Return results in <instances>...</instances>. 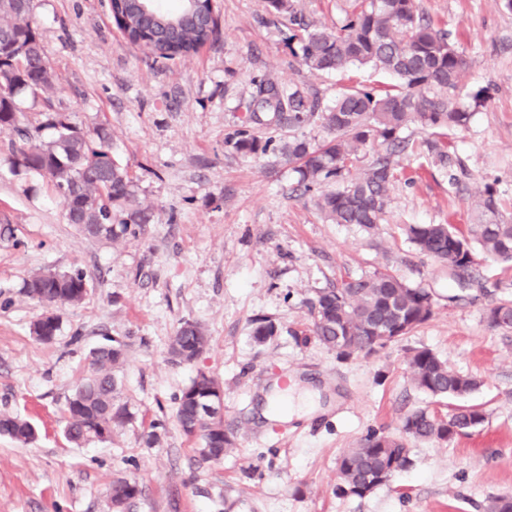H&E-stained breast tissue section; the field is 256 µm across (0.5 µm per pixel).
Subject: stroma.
<instances>
[{
    "instance_id": "35a3bbf8",
    "label": "stroma",
    "mask_w": 512,
    "mask_h": 512,
    "mask_svg": "<svg viewBox=\"0 0 512 512\" xmlns=\"http://www.w3.org/2000/svg\"><path fill=\"white\" fill-rule=\"evenodd\" d=\"M416 3L468 61L460 97L472 118L464 128L406 130L385 219L367 231L327 222L317 192H294L279 151L287 125L257 127L263 154L230 143L263 81L325 103L352 87L396 90L385 71L313 72L288 48L292 16L329 32L353 0H293L290 15L266 0H217L218 39L174 61L128 44L103 0H35L55 107L85 128L107 123L112 156L152 218L135 237L83 236L49 177L14 170V139L0 133V413L36 430L26 445L0 435V512H112L117 477L142 489L129 512H486L491 498L512 496V328L487 320L493 305L512 303V268L479 252L462 284L405 233L413 224L467 232L488 184L512 216V9L505 0ZM77 268L89 281L84 302L56 307V337L38 341L31 326L46 308L24 294V279ZM377 271L426 288L432 317L368 356L341 359L296 340L319 291ZM260 318L276 329L262 343L252 335ZM185 320L204 324L211 343L176 365L168 346ZM112 338L127 345L119 377L131 418L78 447L63 410L89 353ZM416 348L480 387L461 400L418 390L406 370ZM200 370L223 382L224 422L238 435L218 463L195 461L174 418ZM277 380L311 384L320 410L284 424L265 418ZM463 403L485 411L482 426L446 443L410 441L412 465L386 485L363 498L337 494L339 456L370 431L396 432L414 410L445 415ZM156 423L160 440L146 445Z\"/></svg>"
}]
</instances>
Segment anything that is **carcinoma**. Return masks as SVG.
Here are the masks:
<instances>
[{
	"label": "carcinoma",
	"instance_id": "obj_1",
	"mask_svg": "<svg viewBox=\"0 0 512 512\" xmlns=\"http://www.w3.org/2000/svg\"><path fill=\"white\" fill-rule=\"evenodd\" d=\"M34 0H0V131L19 139L12 166L25 172L47 175L60 198L65 217L86 237L105 230L104 239L134 236L150 223L149 207L139 198L127 172L112 159V135L105 124L84 131L68 115L53 110L48 94L54 90L53 73L47 65L40 34L31 22ZM112 13L126 39L155 59H184L219 34V24L210 18L206 0H186L175 13L163 11L149 0H112ZM303 33L288 37L291 52L311 70L343 71L351 65H372L398 77L400 89L377 95L349 89L330 105L308 98L300 91H285L272 82L259 84L258 101L268 104L276 121L300 128L319 122L331 138L312 145L293 136L281 148L288 163L295 165L298 189L305 192L336 180L342 186L324 192L317 206L334 224H357L371 230L381 223L395 178L392 156L406 147L401 133L412 126L422 128L464 127L472 117L459 98L468 62L449 40L434 29L418 11L415 0H357L344 24L334 32L310 29L293 18ZM44 98L52 114L47 125L54 129L48 141L38 140V130L21 124L18 96ZM260 123L256 114L232 138L233 148L243 155L267 150L268 142L254 132ZM386 145L358 172H352L359 152L370 142ZM475 223L470 237L450 224H416L407 229L410 242L421 253L448 266L466 280L475 242L487 255L512 262V219L500 210L496 191L486 186L473 206ZM27 296L46 306L76 304L87 293V274L81 269L45 271L24 281ZM430 292L412 286L388 272L350 278L336 288L319 292L310 302L311 327L301 332V341L315 338L346 359L353 354H371L399 340L426 323L433 314ZM489 324L512 327V304L490 308ZM59 330L53 314L32 325V334L49 342ZM209 345L205 327L185 320L172 337L168 353L177 358L189 350L202 354ZM126 362L125 343L92 350L85 375L68 399L64 410L65 435L79 445L112 436L115 427L129 418L127 403L120 398L116 372ZM413 384L433 397H464L478 387L475 378L462 375L427 348H418L407 359ZM196 392L222 393L220 382L200 371L177 399L175 422L182 432L198 439V461L217 463L236 448L234 430L224 418H205L192 399ZM486 420L483 409L462 406L446 416L426 409L407 415L397 434H368L338 460L336 494L365 497L395 472L412 463L406 440L448 442L466 434ZM0 435L28 444L35 437L33 425L18 416L0 413ZM141 489L135 481L114 480L109 501L123 512Z\"/></svg>",
	"mask_w": 512,
	"mask_h": 512
}]
</instances>
